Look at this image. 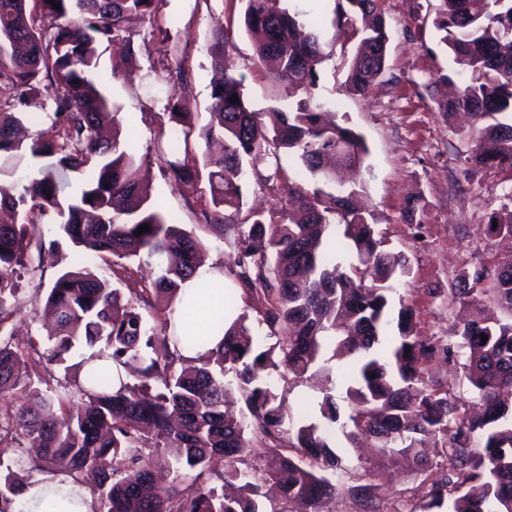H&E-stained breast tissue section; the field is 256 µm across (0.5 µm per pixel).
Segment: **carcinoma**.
Masks as SVG:
<instances>
[{
  "label": "carcinoma",
  "instance_id": "carcinoma-1",
  "mask_svg": "<svg viewBox=\"0 0 512 512\" xmlns=\"http://www.w3.org/2000/svg\"><path fill=\"white\" fill-rule=\"evenodd\" d=\"M244 2L257 58L274 63L273 79L298 100L257 112L242 80L221 70L210 80L211 122L198 130L192 113L173 105L158 150L174 186L207 180L203 216L233 232L240 255L231 275L243 295L266 298L264 335L245 314L225 325L234 298L222 293L202 319L198 303H180L181 284L203 266V244L141 194L144 159L122 137L120 107L91 78L100 46L129 42L126 25L155 0H56L59 9L48 0H0V82L16 90L14 101L0 102V210L12 214L0 222V445L17 452L0 461V500L18 495L38 470L89 488L93 512H319L338 494L374 495L375 484L362 482L373 477L368 469L343 482L333 447L341 435L352 443L372 437L381 455L412 458L429 492L410 512L446 501L451 512H512V258L490 288L503 319L478 316L458 334L457 349L468 352L464 379L481 401L478 414L462 417L458 400L426 380V363L449 348L415 333L409 306L398 312L397 335H388L390 295L411 266L355 205L362 184L324 198L290 178L299 206L288 222L259 212L239 221L248 163L284 150L312 179L334 183L368 154L362 135L312 97L327 57L321 27L281 0ZM332 26L358 40L344 86L362 95L385 70L390 36L379 0H338ZM434 27L463 81L438 111L471 115L475 165L512 169V0H441ZM46 78L56 91L44 128L28 141L18 129L33 116L22 107L40 101ZM233 95L238 102H229ZM73 180L78 191L65 193ZM50 212L61 221L47 242L41 218ZM143 224L150 230L135 235ZM487 231L512 236V211L492 213ZM64 243L103 265L60 266ZM345 244L355 258L347 268L337 261ZM141 256L157 261L159 275L152 288L126 296L113 283L126 267L109 258ZM56 266L45 298L55 319L50 346L22 347L9 329L20 280ZM145 291L160 313L153 325L138 310ZM221 328L217 349L182 355ZM95 346L94 356L134 369L136 382L115 387L110 370L83 371L81 349ZM343 357L351 360L347 419L327 393L319 421H291L276 378L320 373L333 386ZM428 439L441 443L442 462L424 455Z\"/></svg>",
  "mask_w": 512,
  "mask_h": 512
}]
</instances>
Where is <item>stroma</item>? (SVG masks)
Returning a JSON list of instances; mask_svg holds the SVG:
<instances>
[{"label":"stroma","instance_id":"obj_1","mask_svg":"<svg viewBox=\"0 0 512 512\" xmlns=\"http://www.w3.org/2000/svg\"><path fill=\"white\" fill-rule=\"evenodd\" d=\"M283 4L300 12L302 19L318 20L326 36L335 39L313 95L337 104V120L364 136L369 153L359 179L376 233L388 248L410 259L411 275L393 294L390 316H397L401 305H409L416 313L418 335L444 346L455 344L463 318L478 311L492 317L500 314L490 294L463 298L455 294L454 286L462 272L484 269L491 273L512 256V239L486 232L491 212L512 209V173L473 167L469 162L474 148L470 120L446 116L437 109L435 100L445 91L437 78L457 68L433 25L439 0H381L390 25L386 67L362 96L347 93L343 86L353 44L334 33L336 0H283ZM243 10L242 0H156L151 14L129 22V47L102 48L95 72L103 92L120 106L123 119L131 121L138 154L152 158L147 172L152 201L161 205L173 223L201 240L207 264L228 270L234 264L236 247L201 216L210 199L207 183H199L193 194L176 189L153 153L168 128L170 102L182 101L197 126L208 123L210 79L216 66H230L242 78L253 109L261 112L273 104L287 107L285 90L257 59L244 31ZM218 29L224 32V44L216 49L212 36ZM177 58L188 73L185 89L157 80ZM116 67L121 70L117 78L112 75ZM278 166L286 177L276 181L272 173ZM299 168L292 155L260 162L242 184L243 212L258 208L286 218L287 180ZM412 203L418 211L411 220L406 211ZM46 293L38 283L25 284L24 305L15 319L16 342H44L39 320L42 307L34 298ZM461 364L460 357L437 356L428 365L427 380L449 396L477 404V396L462 377ZM336 452L349 470L366 466L375 471L378 512L392 507L408 512L428 491L424 473L404 461L370 450L356 454L343 439L337 441Z\"/></svg>","mask_w":512,"mask_h":512}]
</instances>
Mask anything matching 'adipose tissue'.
Returning <instances> with one entry per match:
<instances>
[{
    "instance_id": "ef3b65f1",
    "label": "adipose tissue",
    "mask_w": 512,
    "mask_h": 512,
    "mask_svg": "<svg viewBox=\"0 0 512 512\" xmlns=\"http://www.w3.org/2000/svg\"><path fill=\"white\" fill-rule=\"evenodd\" d=\"M6 512H93L92 499L85 488L51 481L38 473L23 485Z\"/></svg>"
}]
</instances>
